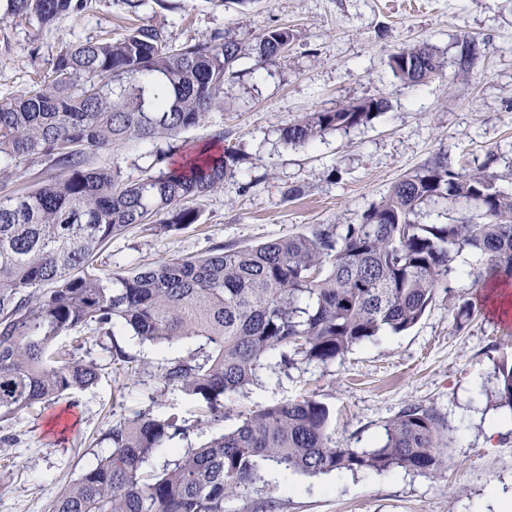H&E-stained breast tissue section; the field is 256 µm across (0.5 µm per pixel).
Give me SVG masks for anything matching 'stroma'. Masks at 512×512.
Returning a JSON list of instances; mask_svg holds the SVG:
<instances>
[{"label":"stroma","mask_w":512,"mask_h":512,"mask_svg":"<svg viewBox=\"0 0 512 512\" xmlns=\"http://www.w3.org/2000/svg\"><path fill=\"white\" fill-rule=\"evenodd\" d=\"M131 19L162 28L176 45L224 32L247 45L273 27L290 29L294 42L275 63L243 56L222 104L198 126L171 139L128 141L94 159L135 181L165 171L219 130L239 159L222 188L196 200L199 223L175 232L133 225L113 238L99 257L113 272L200 257L219 242L256 245L319 224L357 223L403 175L441 153L512 193V0H167L162 7L144 0L132 15L124 0H90L48 25L0 14V98L49 83L62 48L120 34ZM465 36L478 45L467 67ZM422 43L444 60L443 73L420 85L402 82L391 54ZM371 95L386 97L389 108L363 125L326 131L305 147L279 137L306 113ZM452 266V294L482 300L477 256L458 254ZM449 295L437 294L410 330L384 333L334 362L288 370L267 359L253 382L225 395L223 425L230 431L263 407L312 398L328 407L337 446L372 448L405 406H433L451 429L444 471L286 477L270 468L264 481L227 500L226 512H500L498 496L512 495V413L496 408L494 396L498 366L512 359V319L486 311L457 329ZM83 334L77 356L97 363V381L0 423V512H48L109 454L104 435L112 424L145 409L175 418L187 434L159 460L212 435L198 423V399L158 379L191 342L156 348L120 330ZM118 348L123 358H114Z\"/></svg>","instance_id":"1"}]
</instances>
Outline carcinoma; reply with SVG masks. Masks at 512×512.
I'll return each mask as SVG.
<instances>
[{"mask_svg": "<svg viewBox=\"0 0 512 512\" xmlns=\"http://www.w3.org/2000/svg\"><path fill=\"white\" fill-rule=\"evenodd\" d=\"M5 13L50 23L87 0H5ZM294 35L272 28L251 51L260 63L288 53ZM242 53L226 32L173 47L138 24L119 38L60 51L53 82L0 99V180L18 158H46L51 172L33 191L0 195V422L84 388L98 366L56 348L88 326L126 330L143 342L197 341L163 368V386L204 404L203 423L224 421V395L248 385L279 356L327 364L381 333L414 327L436 294L451 292L454 255H479L474 284L512 282V194L481 172L440 156L399 179L355 224H322L259 245L216 244L201 257L163 259L114 274L98 253L134 224L178 231L200 221L188 205L219 188L239 161L209 146L166 171L126 182L93 158L119 142L175 137L199 125L224 93ZM400 80L422 84L444 62L427 44L391 55ZM388 109L382 96L312 112L281 130L304 147L330 129L351 128ZM482 200L480 221L423 224L425 206ZM499 405L512 411V363L498 367ZM328 407L311 398L265 407L198 447L158 451L185 430L151 410L112 424V452L52 502L49 512H224V501L275 467L308 476L341 470L435 473L447 468L450 428L434 407L408 405L384 427L381 445L340 448Z\"/></svg>", "mask_w": 512, "mask_h": 512, "instance_id": "carcinoma-1", "label": "carcinoma"}]
</instances>
